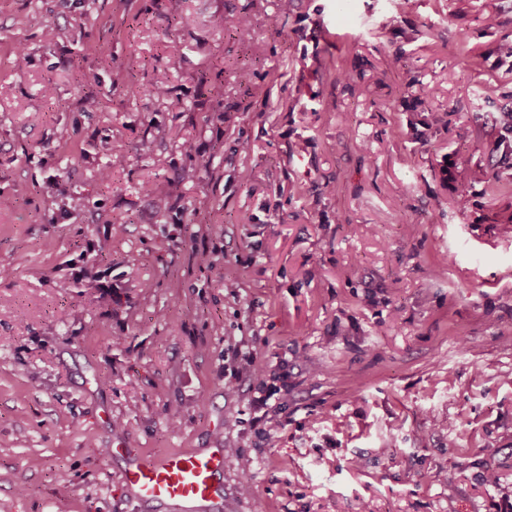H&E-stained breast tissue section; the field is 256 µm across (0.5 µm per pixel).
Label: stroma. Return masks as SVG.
Instances as JSON below:
<instances>
[{"label":"stroma","mask_w":512,"mask_h":512,"mask_svg":"<svg viewBox=\"0 0 512 512\" xmlns=\"http://www.w3.org/2000/svg\"><path fill=\"white\" fill-rule=\"evenodd\" d=\"M505 45L512 0H0V512H165L129 460L208 448L222 512L512 501ZM275 385L268 384L263 374L257 373L252 377L248 388L247 409L251 417V425L257 435L267 437L270 431L268 418L271 409L270 400L276 394Z\"/></svg>","instance_id":"obj_1"}]
</instances>
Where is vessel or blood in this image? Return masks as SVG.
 <instances>
[{"mask_svg":"<svg viewBox=\"0 0 512 512\" xmlns=\"http://www.w3.org/2000/svg\"><path fill=\"white\" fill-rule=\"evenodd\" d=\"M227 466L223 449L174 451L131 461L123 480L141 502H154L172 512H219L220 479Z\"/></svg>","mask_w":512,"mask_h":512,"instance_id":"obj_1","label":"vessel or blood"}]
</instances>
